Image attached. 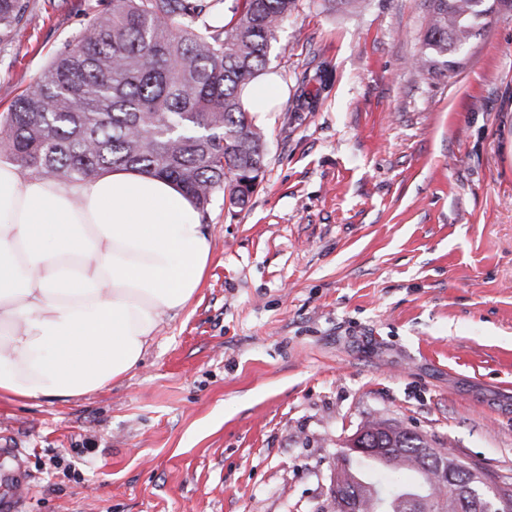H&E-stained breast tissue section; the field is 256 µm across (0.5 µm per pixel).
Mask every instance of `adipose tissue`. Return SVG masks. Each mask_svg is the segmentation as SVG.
Returning a JSON list of instances; mask_svg holds the SVG:
<instances>
[{
	"label": "adipose tissue",
	"mask_w": 512,
	"mask_h": 512,
	"mask_svg": "<svg viewBox=\"0 0 512 512\" xmlns=\"http://www.w3.org/2000/svg\"><path fill=\"white\" fill-rule=\"evenodd\" d=\"M211 258L200 210L164 176L68 182L0 161V398H77L125 377Z\"/></svg>",
	"instance_id": "obj_1"
}]
</instances>
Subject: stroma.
Wrapping results in <instances>:
<instances>
[{"instance_id": "stroma-1", "label": "stroma", "mask_w": 512, "mask_h": 512, "mask_svg": "<svg viewBox=\"0 0 512 512\" xmlns=\"http://www.w3.org/2000/svg\"><path fill=\"white\" fill-rule=\"evenodd\" d=\"M431 0H297L258 112L265 179L216 193L202 288L137 369L0 399V512H336L344 439L390 421L512 477V6L457 72L414 67ZM0 114L112 0H29Z\"/></svg>"}]
</instances>
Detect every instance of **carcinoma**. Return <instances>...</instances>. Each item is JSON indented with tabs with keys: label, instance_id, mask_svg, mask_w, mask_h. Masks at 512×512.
<instances>
[{
	"label": "carcinoma",
	"instance_id": "obj_1",
	"mask_svg": "<svg viewBox=\"0 0 512 512\" xmlns=\"http://www.w3.org/2000/svg\"><path fill=\"white\" fill-rule=\"evenodd\" d=\"M501 3L432 0L416 68L456 72ZM295 9L296 0H112V11L87 24L11 107L0 160L70 182L138 168L171 179L203 212L219 190L230 206L244 205L264 179L266 153L241 94L267 73L271 43ZM33 21L28 0H0V46ZM363 428L396 455L339 467L357 512H379L376 483L393 492L388 512H418L417 497L433 500L432 512H487L481 496L467 510L453 491L436 494L445 467L498 495L484 468L462 470L448 449L426 459L428 440L418 434L377 421Z\"/></svg>",
	"mask_w": 512,
	"mask_h": 512
}]
</instances>
